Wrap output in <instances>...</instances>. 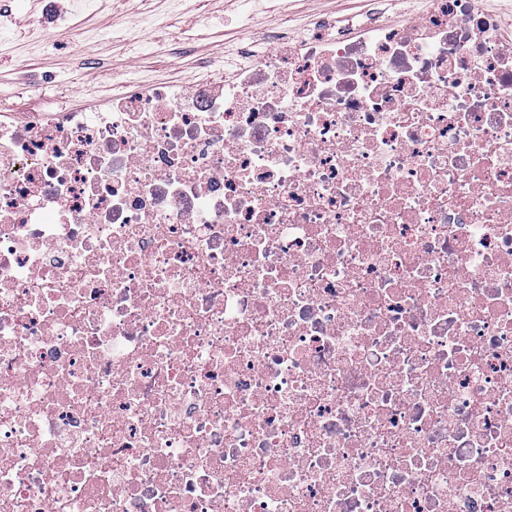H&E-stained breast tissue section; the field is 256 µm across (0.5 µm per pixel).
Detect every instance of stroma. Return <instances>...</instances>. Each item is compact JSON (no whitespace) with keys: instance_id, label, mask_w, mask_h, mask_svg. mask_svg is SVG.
Segmentation results:
<instances>
[{"instance_id":"stroma-1","label":"stroma","mask_w":512,"mask_h":512,"mask_svg":"<svg viewBox=\"0 0 512 512\" xmlns=\"http://www.w3.org/2000/svg\"><path fill=\"white\" fill-rule=\"evenodd\" d=\"M367 0H0V98L16 111L93 110L139 83L189 82L271 26L297 38L319 17L362 21Z\"/></svg>"}]
</instances>
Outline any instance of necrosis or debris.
<instances>
[{
    "label": "necrosis or debris",
    "mask_w": 512,
    "mask_h": 512,
    "mask_svg": "<svg viewBox=\"0 0 512 512\" xmlns=\"http://www.w3.org/2000/svg\"><path fill=\"white\" fill-rule=\"evenodd\" d=\"M0 111V512H512V9Z\"/></svg>",
    "instance_id": "necrosis-or-debris-1"
}]
</instances>
